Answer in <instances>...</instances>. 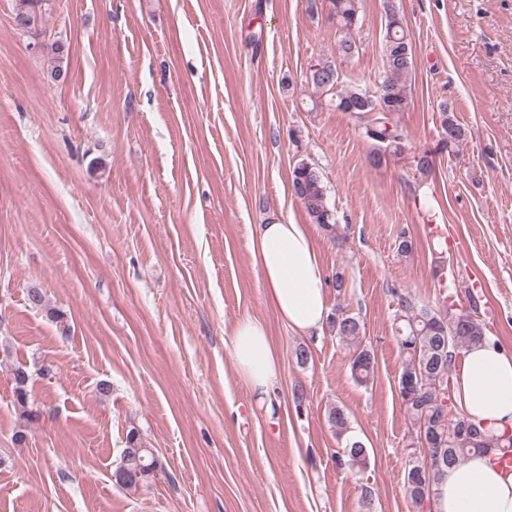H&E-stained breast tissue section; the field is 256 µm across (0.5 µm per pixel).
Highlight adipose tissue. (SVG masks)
Returning a JSON list of instances; mask_svg holds the SVG:
<instances>
[{
    "mask_svg": "<svg viewBox=\"0 0 512 512\" xmlns=\"http://www.w3.org/2000/svg\"><path fill=\"white\" fill-rule=\"evenodd\" d=\"M252 253L262 272L266 296L279 318L298 332L321 329L327 316L326 281L319 255L302 224L256 225ZM232 357L253 399H270L281 363L266 326L245 318L232 333ZM465 414L490 433L512 429V355L490 340L470 345L457 378ZM432 512H512V475L485 456L449 468L431 499Z\"/></svg>",
    "mask_w": 512,
    "mask_h": 512,
    "instance_id": "obj_1",
    "label": "adipose tissue"
}]
</instances>
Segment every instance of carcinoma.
Listing matches in <instances>:
<instances>
[{
    "instance_id": "1",
    "label": "carcinoma",
    "mask_w": 512,
    "mask_h": 512,
    "mask_svg": "<svg viewBox=\"0 0 512 512\" xmlns=\"http://www.w3.org/2000/svg\"><path fill=\"white\" fill-rule=\"evenodd\" d=\"M49 0H14L15 17L24 18L34 29L38 16ZM332 16L341 28L350 30L358 23V0H329ZM55 66L50 72L54 82L65 75L63 64L68 58L64 42L58 40L50 50ZM322 69L307 77L312 86L323 96H330V102L342 112L354 111L365 114L364 135L375 145L371 160L377 164L382 157L398 155L402 150L405 133L391 121V115L406 110L409 103V76L414 69V54L407 27L399 13L386 10V35L383 47L385 77L381 82L384 94L361 88L340 87L336 63L320 60ZM441 127L444 133L442 147L454 145L465 137V130L450 116L448 103L439 105ZM292 188L309 217L314 223L326 228L334 226L333 214L326 204V189L319 173L308 163L301 162L294 167ZM450 297H443L441 304L432 309L425 304L402 296L399 298V328L403 331L399 348L402 360L401 374L411 376L413 388L401 395L406 406L411 425L416 435L427 433L437 438L430 456H441L439 465L427 460V455H415L411 451L406 461V481L412 503L424 509L430 503L434 487L439 483L442 469L458 466L473 455L495 457L512 455V435L488 433L483 425L469 419L455 398L453 372L458 354L471 344L485 338L482 323L476 318L475 300H470L469 308L462 310L456 304L448 303ZM337 316L332 320L331 330L341 342L353 347L354 359L351 373L354 380L367 384L374 373V357L362 347L363 325L360 320L336 309ZM14 404L18 412L19 430L14 434L15 442H25V429L36 419V413L29 407L33 374L25 365L12 369ZM447 416V426L440 425V417ZM328 419L336 428V436L342 437L350 431L348 417L340 407L332 408ZM475 428L479 435L471 440L460 438L466 428ZM126 463L123 473H114L115 483L123 488H135L146 481L156 471L161 462L153 449L146 447L139 435L131 430L126 436ZM349 469L358 473L369 464V450L355 438L345 440L340 457Z\"/></svg>"
}]
</instances>
